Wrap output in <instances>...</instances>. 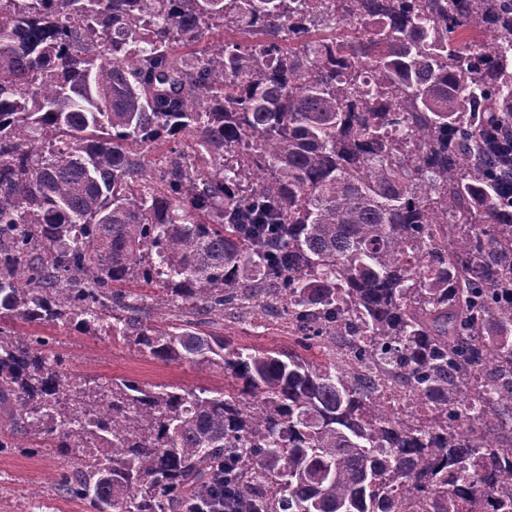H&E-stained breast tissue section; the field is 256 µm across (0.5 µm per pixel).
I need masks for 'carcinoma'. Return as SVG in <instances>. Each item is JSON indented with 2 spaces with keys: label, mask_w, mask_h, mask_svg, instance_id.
Here are the masks:
<instances>
[{
  "label": "carcinoma",
  "mask_w": 512,
  "mask_h": 512,
  "mask_svg": "<svg viewBox=\"0 0 512 512\" xmlns=\"http://www.w3.org/2000/svg\"><path fill=\"white\" fill-rule=\"evenodd\" d=\"M502 112L512 0H0V318L241 381L81 384L0 326V451L93 512H512ZM265 317L322 360L204 330ZM486 144H489V152L484 153L487 162V170L491 180L498 186L500 197L511 206L512 203V114L509 113L507 121L492 126L483 133ZM500 136L506 139V153H495L492 143Z\"/></svg>",
  "instance_id": "obj_1"
}]
</instances>
